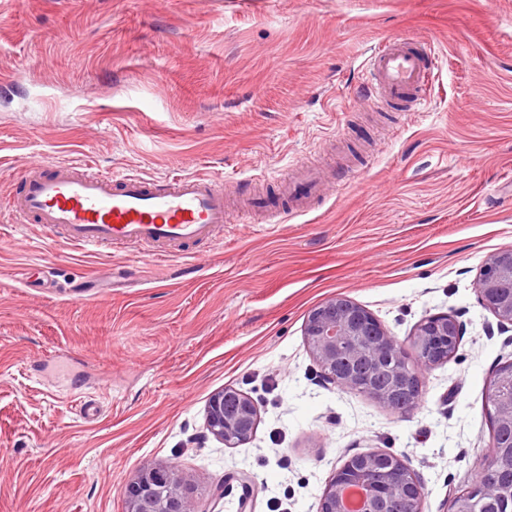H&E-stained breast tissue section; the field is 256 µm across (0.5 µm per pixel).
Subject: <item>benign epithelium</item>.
<instances>
[{
	"label": "benign epithelium",
	"mask_w": 512,
	"mask_h": 512,
	"mask_svg": "<svg viewBox=\"0 0 512 512\" xmlns=\"http://www.w3.org/2000/svg\"><path fill=\"white\" fill-rule=\"evenodd\" d=\"M479 300L496 317L500 327L512 326V247L497 250L485 259L477 280ZM463 326L451 314L429 316L413 333L416 362L395 337L365 307L345 296H336L314 308L304 325L305 343L323 371L340 390H360L386 407H393L402 393L399 376L419 383V368L434 367L453 358L460 346ZM394 369L392 382L373 390L366 387L358 363ZM498 426L512 434V393L503 397L498 377L486 391ZM258 411L246 393L226 387L209 399L205 429L227 447L248 442L257 429ZM423 480L403 457L386 451L351 456L336 468L321 495L320 512H348L345 493L360 497L359 512H423ZM127 512H207L195 496L190 476L174 466H145L121 490ZM512 496V486L487 483L475 492L453 496L450 512H485L490 502Z\"/></svg>",
	"instance_id": "7a95c632"
}]
</instances>
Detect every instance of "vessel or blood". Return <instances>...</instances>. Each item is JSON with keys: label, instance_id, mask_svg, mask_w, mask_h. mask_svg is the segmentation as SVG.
Masks as SVG:
<instances>
[{"label": "vessel or blood", "instance_id": "1", "mask_svg": "<svg viewBox=\"0 0 512 512\" xmlns=\"http://www.w3.org/2000/svg\"><path fill=\"white\" fill-rule=\"evenodd\" d=\"M432 87L433 67L425 55L393 37L371 49L357 92L380 112L399 101L422 105ZM281 188L294 212L301 213L321 196L322 177L317 169L296 167ZM10 210L19 224L59 226L79 248L127 244L179 249L216 240L231 214L219 178L181 176L158 186L135 174H93L81 162L27 171Z\"/></svg>", "mask_w": 512, "mask_h": 512}]
</instances>
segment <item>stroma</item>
I'll return each mask as SVG.
<instances>
[{"label":"stroma","instance_id":"35a3bbf8","mask_svg":"<svg viewBox=\"0 0 512 512\" xmlns=\"http://www.w3.org/2000/svg\"><path fill=\"white\" fill-rule=\"evenodd\" d=\"M393 36L431 45L435 86L373 112L354 88ZM1 79L0 512H126L122 486L167 464L211 512H319L333 469L373 450L421 475L424 512H449L512 362L476 290L512 247V0H0ZM44 162L212 174L233 197L278 198L296 164L328 179L308 212L255 210L187 263L12 223ZM339 295L406 346L425 317L463 324L413 410L321 378L304 324ZM227 387L255 401V435L192 444Z\"/></svg>","mask_w":512,"mask_h":512}]
</instances>
